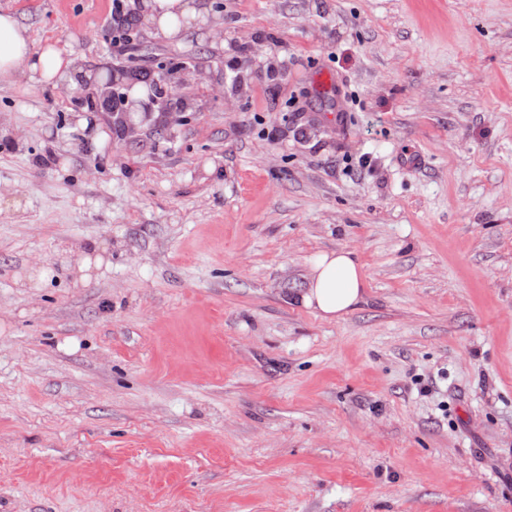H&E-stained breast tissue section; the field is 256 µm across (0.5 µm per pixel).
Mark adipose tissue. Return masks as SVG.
<instances>
[{"label": "adipose tissue", "mask_w": 512, "mask_h": 512, "mask_svg": "<svg viewBox=\"0 0 512 512\" xmlns=\"http://www.w3.org/2000/svg\"><path fill=\"white\" fill-rule=\"evenodd\" d=\"M142 16L163 36H176L182 24L206 22L207 9L200 0H143ZM25 76L41 87L55 91L67 88L82 91L92 74L63 54L53 43L33 49L29 31L14 14L0 12V81ZM365 280L361 267L350 251L321 253L315 260L302 306L324 319H338L364 298Z\"/></svg>", "instance_id": "ef3b65f1"}]
</instances>
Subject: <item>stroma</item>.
<instances>
[{"label": "stroma", "mask_w": 512, "mask_h": 512, "mask_svg": "<svg viewBox=\"0 0 512 512\" xmlns=\"http://www.w3.org/2000/svg\"><path fill=\"white\" fill-rule=\"evenodd\" d=\"M204 2L0 0L184 99L0 85V512H512V0ZM125 0L112 1V18L116 25L112 28L111 42L113 46H125L132 38L130 31L132 22L128 18V14L124 13ZM201 0H143L142 16L145 22L167 38L181 31V24L190 22L205 23L207 8ZM182 21L180 23L179 21ZM365 280L351 251L321 253L315 260L307 290L300 296L302 306L323 319H338L364 298Z\"/></svg>", "instance_id": "stroma-1"}]
</instances>
